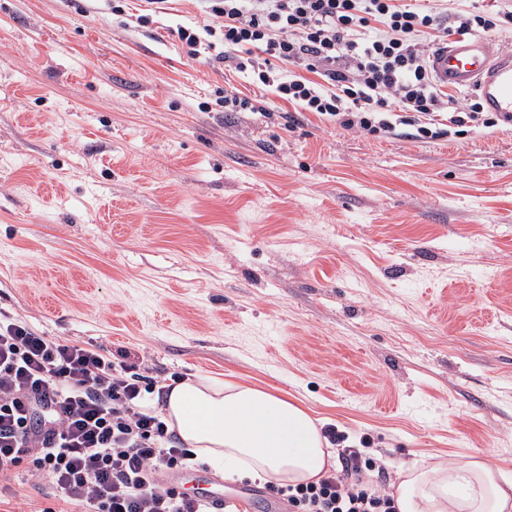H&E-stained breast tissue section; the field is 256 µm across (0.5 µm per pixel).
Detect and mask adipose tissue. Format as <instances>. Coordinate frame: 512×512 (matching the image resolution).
Here are the masks:
<instances>
[{
	"mask_svg": "<svg viewBox=\"0 0 512 512\" xmlns=\"http://www.w3.org/2000/svg\"><path fill=\"white\" fill-rule=\"evenodd\" d=\"M164 412L169 427L229 481L295 486L336 465L321 419L253 383L181 380L169 388ZM389 493L398 512H512V480L475 456L401 468Z\"/></svg>",
	"mask_w": 512,
	"mask_h": 512,
	"instance_id": "ef3b65f1",
	"label": "adipose tissue"
}]
</instances>
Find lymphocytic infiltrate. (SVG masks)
Listing matches in <instances>:
<instances>
[{
	"label": "lymphocytic infiltrate",
	"instance_id": "1",
	"mask_svg": "<svg viewBox=\"0 0 512 512\" xmlns=\"http://www.w3.org/2000/svg\"><path fill=\"white\" fill-rule=\"evenodd\" d=\"M204 2L206 24L177 30L190 58L216 50L217 62L343 129L428 142L501 121L436 84L429 56L449 37L512 28V7L481 14L456 0ZM285 65L297 75L285 77ZM139 369L125 353L115 359L19 320L0 323V474L30 462L60 501L86 512H209L170 480L196 454L144 408L155 385ZM340 464L319 482L278 489L286 512H397L367 479L372 464L359 451L345 449Z\"/></svg>",
	"mask_w": 512,
	"mask_h": 512
}]
</instances>
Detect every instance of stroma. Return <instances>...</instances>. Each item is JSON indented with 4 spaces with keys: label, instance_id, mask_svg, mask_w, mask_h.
<instances>
[{
    "label": "stroma",
    "instance_id": "stroma-1",
    "mask_svg": "<svg viewBox=\"0 0 512 512\" xmlns=\"http://www.w3.org/2000/svg\"><path fill=\"white\" fill-rule=\"evenodd\" d=\"M110 0H0V319L258 383L331 419L369 479L437 455L512 478V129L373 138ZM278 116L227 112L221 89ZM82 512L21 464L0 512Z\"/></svg>",
    "mask_w": 512,
    "mask_h": 512
}]
</instances>
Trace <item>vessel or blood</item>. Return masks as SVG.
Returning a JSON list of instances; mask_svg holds the SVG:
<instances>
[{
    "label": "vessel or blood",
    "instance_id": "vessel-or-blood-1",
    "mask_svg": "<svg viewBox=\"0 0 512 512\" xmlns=\"http://www.w3.org/2000/svg\"><path fill=\"white\" fill-rule=\"evenodd\" d=\"M430 67L439 84L475 90L487 111L512 115V49L479 36L458 38L432 53ZM177 489L218 510L224 505L223 485L197 471L181 472Z\"/></svg>",
    "mask_w": 512,
    "mask_h": 512
}]
</instances>
